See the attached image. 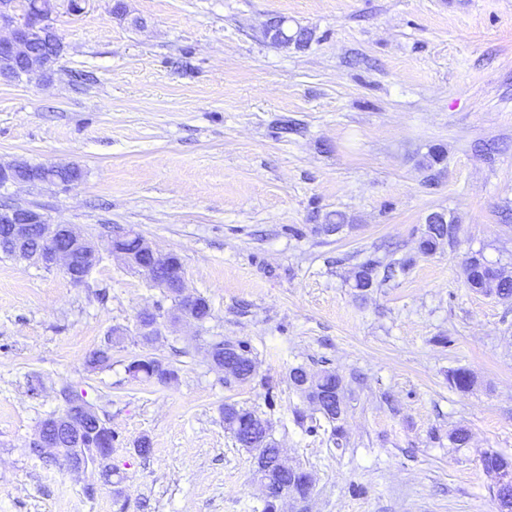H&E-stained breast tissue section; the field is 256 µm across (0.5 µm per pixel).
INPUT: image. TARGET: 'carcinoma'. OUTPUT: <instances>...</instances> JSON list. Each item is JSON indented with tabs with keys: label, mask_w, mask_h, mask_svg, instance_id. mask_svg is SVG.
Listing matches in <instances>:
<instances>
[{
	"label": "carcinoma",
	"mask_w": 512,
	"mask_h": 512,
	"mask_svg": "<svg viewBox=\"0 0 512 512\" xmlns=\"http://www.w3.org/2000/svg\"><path fill=\"white\" fill-rule=\"evenodd\" d=\"M42 232H36L27 243L16 246L7 238L0 239V253L8 256L30 259V255L41 248ZM454 248L459 244L458 225L453 220L440 224H425L419 240V251L425 255L435 252L439 246ZM382 265L378 258H369L357 266L354 274L355 288L367 291L377 283V270ZM466 276L470 287L486 294H493L503 301L512 299V278L503 275L480 254H472L466 260ZM121 334L115 330L107 337L105 345L93 351L86 360L89 368H101L110 361L112 346L120 343ZM213 366L224 372L227 381L245 383L256 375L255 359L250 343L242 339H221L209 346ZM127 372L136 381L155 379L167 383L177 378L172 363L157 357L137 356L127 365ZM289 382L330 426V439L336 446L342 445L343 420L347 409L348 387L344 379L334 370L311 373L306 368L294 367L289 372ZM448 385L459 391H468L475 385L472 373L462 367L448 374ZM64 403L63 412L44 419L39 430L55 440L57 447H69L68 426L63 415L78 411L76 404L83 399V393L64 387L59 391ZM84 429L83 445L86 448H112L118 440L109 430L106 417L96 414L81 418ZM224 425L242 448L258 451L256 479L270 486L264 493V512H275L276 502L284 496L304 499L311 493V476L297 468L289 467L282 461V449L271 437L268 420L255 412L236 404L224 405ZM111 453H74L75 469L94 467L102 476H112L108 460ZM484 472L490 477L489 491L497 503L498 512H512V461L495 450L484 451L480 458Z\"/></svg>",
	"instance_id": "cac0c4a2"
}]
</instances>
